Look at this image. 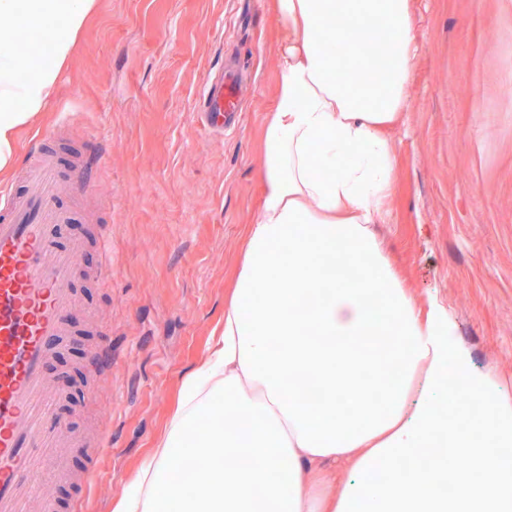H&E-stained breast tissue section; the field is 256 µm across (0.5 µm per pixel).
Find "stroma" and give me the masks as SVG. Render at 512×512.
I'll use <instances>...</instances> for the list:
<instances>
[{"mask_svg":"<svg viewBox=\"0 0 512 512\" xmlns=\"http://www.w3.org/2000/svg\"><path fill=\"white\" fill-rule=\"evenodd\" d=\"M408 110L389 130L395 180L373 231L403 285L448 310L475 368L512 397V0H414ZM272 0H99L46 112L18 135V159L63 117L61 156L98 139L105 164L69 200L82 304L50 369L81 452L44 492L112 512L224 324V303L259 212L264 134L279 80ZM248 91L235 128L209 134L197 108L226 55ZM111 233L104 267L95 231ZM112 348L111 379L93 348ZM112 449L90 450L100 436Z\"/></svg>","mask_w":512,"mask_h":512,"instance_id":"obj_1","label":"stroma"}]
</instances>
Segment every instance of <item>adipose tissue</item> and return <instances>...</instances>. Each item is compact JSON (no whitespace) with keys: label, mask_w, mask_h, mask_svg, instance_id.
<instances>
[{"label":"adipose tissue","mask_w":512,"mask_h":512,"mask_svg":"<svg viewBox=\"0 0 512 512\" xmlns=\"http://www.w3.org/2000/svg\"><path fill=\"white\" fill-rule=\"evenodd\" d=\"M98 0H0V172L46 111ZM280 82L262 203L224 328L113 512H512V398L447 311H421L370 231L407 109L411 0H273ZM374 19L377 67L342 65ZM47 30L21 76L23 27ZM329 40H321V33ZM362 378L372 395L337 393ZM321 390L304 400L302 379ZM472 465L449 477L455 462Z\"/></svg>","instance_id":"ef3b65f1"}]
</instances>
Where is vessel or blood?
Masks as SVG:
<instances>
[{
  "label": "vessel or blood",
  "instance_id": "obj_1",
  "mask_svg": "<svg viewBox=\"0 0 512 512\" xmlns=\"http://www.w3.org/2000/svg\"><path fill=\"white\" fill-rule=\"evenodd\" d=\"M241 94L239 74L222 73L202 96L207 126H223ZM104 159L80 154L64 164L39 140L22 190L0 198V512H29L32 492L61 475L66 424L54 412L47 366L80 303L71 288L74 248L63 240L71 217L61 192H90L87 172Z\"/></svg>",
  "mask_w": 512,
  "mask_h": 512
}]
</instances>
